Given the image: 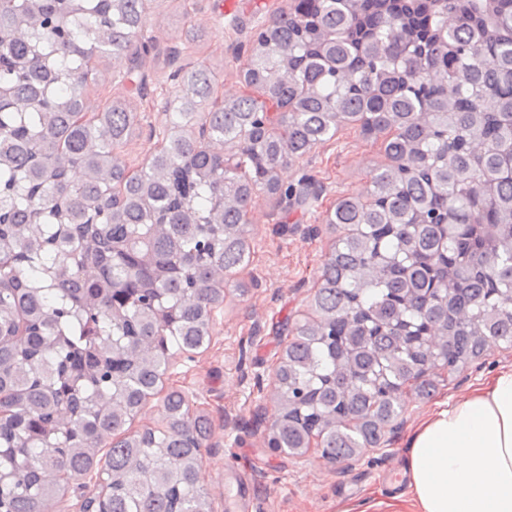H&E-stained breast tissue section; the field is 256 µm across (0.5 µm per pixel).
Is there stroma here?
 Wrapping results in <instances>:
<instances>
[{
	"instance_id": "stroma-1",
	"label": "stroma",
	"mask_w": 512,
	"mask_h": 512,
	"mask_svg": "<svg viewBox=\"0 0 512 512\" xmlns=\"http://www.w3.org/2000/svg\"><path fill=\"white\" fill-rule=\"evenodd\" d=\"M289 5L290 0H153L146 33L155 51L132 76L92 61L102 77L89 81L85 90L86 115H96L115 99L138 112L141 132L123 149L129 169H138L159 146L168 123L170 51H178L181 61H202L214 69L224 97L248 94L245 60L256 31ZM190 28L198 31L197 41L187 40ZM387 163L383 138L364 137L357 125L343 124L331 139L282 169L283 190L306 181L316 187L317 199L300 205L285 203L282 194L257 195L247 215L250 258L230 276L243 291L226 289L224 304L213 315L209 344L170 359L164 390L180 391L191 409L206 414L212 424L201 483L213 512H226L225 500L237 490L224 481L228 465L249 485L251 512H363L369 504L389 500L404 489L407 441L414 427L438 402L466 396L512 366V347L503 344L462 370L436 371L437 389L430 397L405 394L400 426L386 430L385 446L343 468L324 460L317 448L299 456L271 445L267 420L281 410L274 382L288 343L280 325L313 319L322 265L340 234L325 216L344 197L365 194L371 174Z\"/></svg>"
}]
</instances>
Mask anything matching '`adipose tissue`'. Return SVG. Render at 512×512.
Masks as SVG:
<instances>
[{"mask_svg": "<svg viewBox=\"0 0 512 512\" xmlns=\"http://www.w3.org/2000/svg\"><path fill=\"white\" fill-rule=\"evenodd\" d=\"M403 512H512V368L453 403H442L409 438Z\"/></svg>", "mask_w": 512, "mask_h": 512, "instance_id": "adipose-tissue-1", "label": "adipose tissue"}]
</instances>
